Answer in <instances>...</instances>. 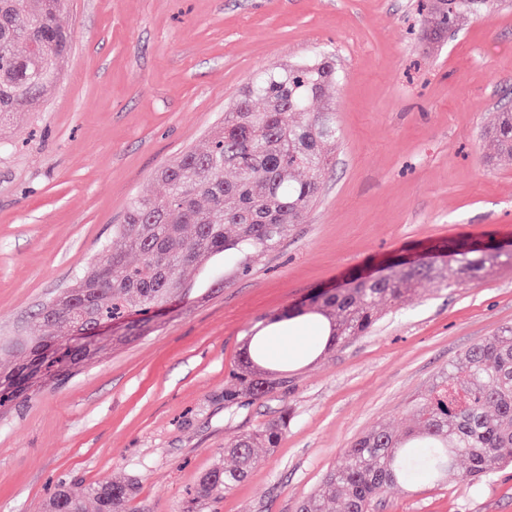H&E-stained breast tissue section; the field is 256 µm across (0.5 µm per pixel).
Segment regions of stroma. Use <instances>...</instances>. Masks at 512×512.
Listing matches in <instances>:
<instances>
[{"mask_svg":"<svg viewBox=\"0 0 512 512\" xmlns=\"http://www.w3.org/2000/svg\"><path fill=\"white\" fill-rule=\"evenodd\" d=\"M421 0H72L57 87L0 126V345L75 280L156 171L208 130L257 72L318 52L340 140L322 189L248 275L194 287L145 335L107 345L68 379L0 409V512H45L55 492L137 481L131 512H183L239 436L290 421L206 512H298L362 434H401L417 399L472 345L512 325V267L472 288L415 285L365 336L277 371L282 388L224 404L251 336L274 315L460 235L512 239V160L487 128L512 110V7L427 50ZM374 512H512V469L474 483L389 487Z\"/></svg>","mask_w":512,"mask_h":512,"instance_id":"1","label":"stroma"}]
</instances>
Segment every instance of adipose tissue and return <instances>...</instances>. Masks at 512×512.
I'll list each match as a JSON object with an SVG mask.
<instances>
[{
	"instance_id": "adipose-tissue-1",
	"label": "adipose tissue",
	"mask_w": 512,
	"mask_h": 512,
	"mask_svg": "<svg viewBox=\"0 0 512 512\" xmlns=\"http://www.w3.org/2000/svg\"><path fill=\"white\" fill-rule=\"evenodd\" d=\"M272 367L289 369L313 360L330 339V328L320 316L293 315L274 322L258 334Z\"/></svg>"
}]
</instances>
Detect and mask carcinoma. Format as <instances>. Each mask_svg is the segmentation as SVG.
<instances>
[{"instance_id": "cac0c4a2", "label": "carcinoma", "mask_w": 512, "mask_h": 512, "mask_svg": "<svg viewBox=\"0 0 512 512\" xmlns=\"http://www.w3.org/2000/svg\"><path fill=\"white\" fill-rule=\"evenodd\" d=\"M68 6L69 0H0L1 122L38 105L56 85L73 39L59 23ZM504 6V0H428L425 40L438 47L448 29ZM339 78L325 53L257 73L208 132V147L188 149L158 172L164 194L132 200L102 258L52 299L49 310H40V335L21 349L46 339L65 348L83 322L167 304L188 291L183 272L189 267L227 281L250 271L253 254L278 250L321 191L339 130L334 107L313 104ZM293 112L305 120L288 121ZM487 135L495 157L512 158L511 111L498 113ZM438 249L439 261L398 257L384 279L356 275L349 288L313 296L310 309L328 320L339 346L367 334L380 304H401L416 283L464 288L512 265V249L493 238L450 239ZM277 385L254 371L247 354L237 384L224 389V404L261 398ZM287 425L285 412L260 434L231 444L234 466L205 476L186 512H204L207 502L244 479L256 462L254 448L276 447ZM460 457L477 481L512 466V326L471 346L443 374L417 402L415 425L404 436L378 427L357 438L299 512H330L332 504L337 512H371L391 484L435 483ZM136 485L133 478L102 481L87 495L97 512H127ZM48 512H83V501L62 488Z\"/></svg>"}]
</instances>
